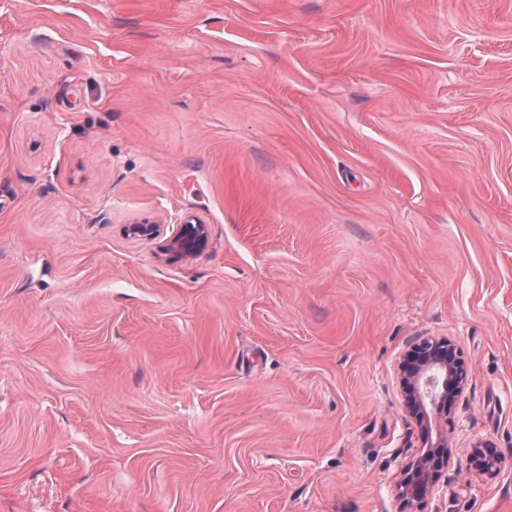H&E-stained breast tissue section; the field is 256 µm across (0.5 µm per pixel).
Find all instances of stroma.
Returning a JSON list of instances; mask_svg holds the SVG:
<instances>
[{
  "label": "stroma",
  "instance_id": "35a3bbf8",
  "mask_svg": "<svg viewBox=\"0 0 512 512\" xmlns=\"http://www.w3.org/2000/svg\"><path fill=\"white\" fill-rule=\"evenodd\" d=\"M429 431L512 512V0H0V512H402ZM208 241V228L201 220L188 218L172 239V244L186 255L197 254ZM454 349L448 339L426 340L405 359L402 371L406 407L416 419H427L429 410L450 413L468 373L465 364L455 357Z\"/></svg>",
  "mask_w": 512,
  "mask_h": 512
}]
</instances>
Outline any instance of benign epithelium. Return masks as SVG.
I'll use <instances>...</instances> for the list:
<instances>
[{"label":"benign epithelium","instance_id":"7a95c632","mask_svg":"<svg viewBox=\"0 0 512 512\" xmlns=\"http://www.w3.org/2000/svg\"><path fill=\"white\" fill-rule=\"evenodd\" d=\"M129 235L151 239L158 233V225L147 220L128 226ZM208 241V228L201 220L189 218L180 225L172 244L186 255L197 254ZM403 386L408 412L418 420L428 417L429 411L450 412L459 388L467 378L465 364L454 355V346L446 339L426 340L404 361ZM479 466L491 470L498 466L496 449L482 445L472 448ZM452 448L438 438L426 451L410 461L403 469L399 496L404 508L409 509L428 496L442 471L448 467Z\"/></svg>","mask_w":512,"mask_h":512}]
</instances>
